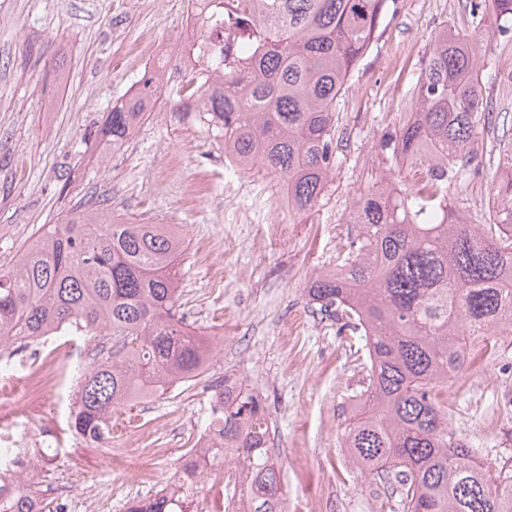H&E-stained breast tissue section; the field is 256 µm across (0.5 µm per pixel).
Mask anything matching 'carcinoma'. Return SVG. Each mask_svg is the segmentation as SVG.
I'll return each instance as SVG.
<instances>
[{
  "label": "carcinoma",
  "instance_id": "carcinoma-1",
  "mask_svg": "<svg viewBox=\"0 0 512 512\" xmlns=\"http://www.w3.org/2000/svg\"><path fill=\"white\" fill-rule=\"evenodd\" d=\"M388 0H217L224 55L199 61L170 109L221 141L245 173L259 168L288 196V213L317 211L347 147L340 99L372 46ZM472 30L443 26L411 92L414 111L386 127L375 148L391 180L359 193V233L336 264L311 274L310 302L360 331L366 386L346 419L343 447L364 477L398 497L401 512H512V475L492 476L469 442L448 429V386L462 377L471 337L486 345L512 330V141L488 214L472 224L449 202L470 187L479 139L490 131L475 48L488 19L512 42V0H470ZM204 98L179 108L184 91ZM165 93L156 70L141 93L112 108L98 135L117 148ZM185 238L169 224H142L110 208L71 211L44 224L9 268H0V344L59 330L92 344L115 339L109 358L79 376L70 427L112 434V414L141 392L205 372L210 343L177 315ZM210 426L222 442L177 473L171 489L126 512H198L178 491L234 449L247 471L240 512H285L281 470L268 445L261 399L225 386ZM10 512H41L40 488L18 476L0 499Z\"/></svg>",
  "mask_w": 512,
  "mask_h": 512
}]
</instances>
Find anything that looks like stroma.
<instances>
[{"label": "stroma", "mask_w": 512, "mask_h": 512, "mask_svg": "<svg viewBox=\"0 0 512 512\" xmlns=\"http://www.w3.org/2000/svg\"><path fill=\"white\" fill-rule=\"evenodd\" d=\"M467 0H395L372 47L351 74L341 122L345 160L318 212L302 221L272 206V179L227 170L224 148L158 103L122 147L97 134L113 106L140 77V48L174 50L187 0H0V266L13 263L45 224L76 207L110 206L136 222L178 225L186 238L180 310L208 335L202 377L178 393L138 402L116 416L112 464L72 447L67 407L76 379L64 352L45 362V382L28 385L24 357L12 382H0V408L31 393L41 417L57 422L61 446L49 449L46 484H64L73 500L103 506L154 495L174 480L179 459L211 414L214 389L243 383L268 403L269 444L281 466L287 512H391L350 464L344 421L363 391L367 354L356 336L310 303L313 270L329 265L354 227L361 190L382 164V129L411 111L409 91L443 26H471ZM482 95L512 128V43L484 27L477 50ZM451 205L470 215L488 209L496 156ZM470 364L448 393V426L476 445L491 473L512 469V337L495 348L474 342Z\"/></svg>", "instance_id": "1"}]
</instances>
